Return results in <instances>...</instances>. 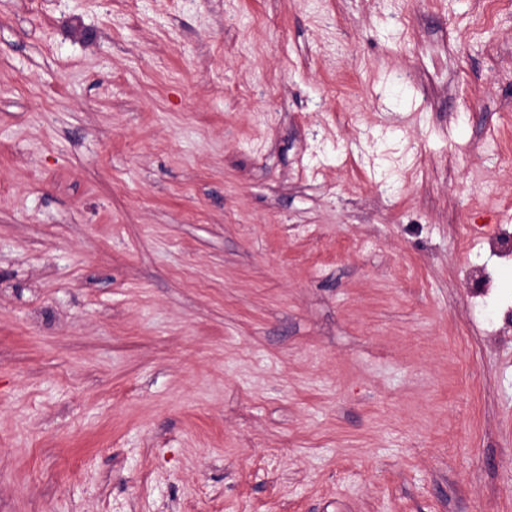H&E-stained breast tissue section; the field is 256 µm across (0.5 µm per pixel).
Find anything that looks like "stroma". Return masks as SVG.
Segmentation results:
<instances>
[{
  "instance_id": "35a3bbf8",
  "label": "stroma",
  "mask_w": 512,
  "mask_h": 512,
  "mask_svg": "<svg viewBox=\"0 0 512 512\" xmlns=\"http://www.w3.org/2000/svg\"><path fill=\"white\" fill-rule=\"evenodd\" d=\"M512 0H0V512H512Z\"/></svg>"
}]
</instances>
